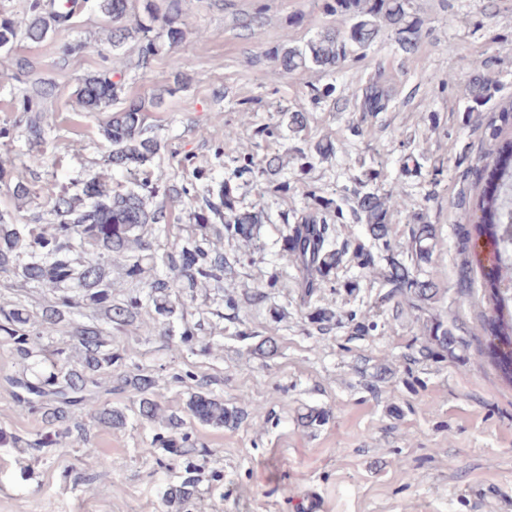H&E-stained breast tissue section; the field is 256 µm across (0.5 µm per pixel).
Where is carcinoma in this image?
Listing matches in <instances>:
<instances>
[{
    "label": "carcinoma",
    "mask_w": 512,
    "mask_h": 512,
    "mask_svg": "<svg viewBox=\"0 0 512 512\" xmlns=\"http://www.w3.org/2000/svg\"><path fill=\"white\" fill-rule=\"evenodd\" d=\"M327 11L347 15L352 20L343 32L328 29L302 46H289L276 51L269 77L277 79L285 73L305 69L335 71L358 53L371 46L380 30H390L395 41L406 52L417 49L423 38L421 21L412 12V0H325ZM94 9L110 21L108 43L114 50L127 40L138 44V66L147 67L159 54L161 45L155 24H161L169 47L173 48L185 36L182 28V0H143L140 14L131 12L130 0H69V4H44L31 0L30 19L25 27L0 15V50L11 49L14 43L25 40L44 41L54 28L71 22L84 9ZM464 66L475 70L470 95L477 102L488 85L489 78L480 72V61L470 59ZM32 64L26 59L17 62L13 78L24 88L12 99L13 111L23 113L29 143L45 140V104L53 96V87L29 83ZM374 75L365 84L352 90L349 100L365 112H382L388 94ZM123 83L113 80L112 68L105 66L95 75L86 77L76 90L77 102L87 111L104 110L116 103L121 107L112 112L101 126L106 142V161L113 169L126 174L122 183L108 185L95 174H87L78 183L77 192L50 193V212L54 223L20 224L10 212H0V273L13 276L37 288L65 290V294L43 307L32 317L24 308L0 307V341L26 364L21 373L7 378L13 395L22 411L39 414L54 430L27 443L30 448H53L70 442L73 433L85 436V429L70 423L75 409H86L106 425L123 424L124 414L98 404L93 397L99 388L102 374L112 370L120 357L112 354L106 332L94 324L74 318L73 309L89 305L100 310L106 323L127 325L151 306L159 316L169 338L177 337L181 345L192 347L195 328L185 325L179 335L171 334V319L183 305L180 289L193 287L199 279L224 290L225 276L232 273L233 263L219 251H210L191 240L171 244L162 262L173 276L159 273L146 280L145 297L123 302L112 301V283L106 265L116 256L125 262L127 276L143 279L144 261L151 245L142 238L140 230L146 224L169 223L167 202L183 197L192 206L194 223L205 229L221 224L224 231L245 241L254 239L259 216L237 205L233 175L222 177L210 171H198L196 176L206 180L201 189L190 192L187 187L167 189L165 199L154 204L150 200L159 194L149 179L148 167L160 157L164 148L156 134L150 112L163 104V98L121 99ZM482 188L476 204L481 212L473 225L474 236L487 237L492 245L494 273L484 279V288L492 304L486 317V355L506 383L512 385V289L503 287L502 267L512 259V212L509 211L508 187L512 185V141L495 143L486 150L481 170ZM355 190L357 220L366 225L374 244L388 252L389 268L385 274L389 290L383 300L400 295L414 310L435 303L438 289L429 281L416 278L410 268L397 260L392 251L390 212L406 211L408 198L402 194L382 195L368 188V181L357 180ZM342 208L333 201L322 202L301 216L299 223L289 225L285 238L293 247L284 248L283 258H291L302 275L305 296L311 297L326 287L329 272L347 255V248L330 240L327 214ZM435 228L431 224H415L411 228V248L416 259L430 257ZM70 325L69 340L49 346L56 327ZM428 345L420 347L423 357H438L454 353L458 344L453 332L439 321L431 325ZM121 385L131 386L141 394L139 413L154 420L159 404L149 397L154 386L147 374L120 377ZM187 411L204 424L234 426L238 410L224 405V400L211 391L190 396ZM181 420L168 416L165 429L171 435L157 433L150 447L152 454L161 448L175 458L195 453L190 433L179 431ZM195 495V483L187 480L167 488L166 500L176 505L190 501Z\"/></svg>",
    "instance_id": "obj_1"
}]
</instances>
